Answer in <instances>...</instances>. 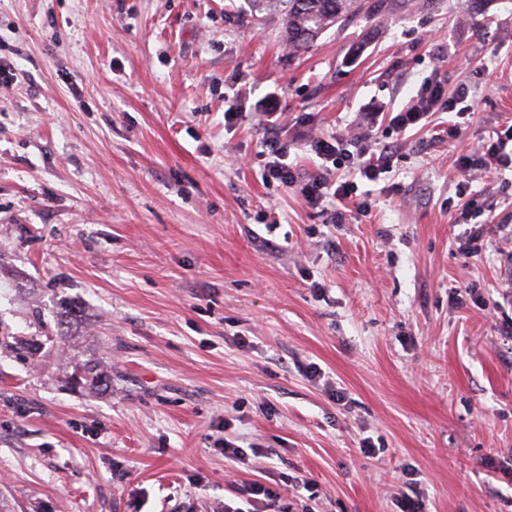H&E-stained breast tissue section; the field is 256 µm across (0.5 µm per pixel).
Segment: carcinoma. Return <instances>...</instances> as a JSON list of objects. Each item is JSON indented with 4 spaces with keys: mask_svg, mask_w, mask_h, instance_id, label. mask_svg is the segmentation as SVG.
Segmentation results:
<instances>
[{
    "mask_svg": "<svg viewBox=\"0 0 512 512\" xmlns=\"http://www.w3.org/2000/svg\"><path fill=\"white\" fill-rule=\"evenodd\" d=\"M261 10L282 16L285 43L299 52L313 46L322 33L350 17H370L388 10L390 0H249Z\"/></svg>",
    "mask_w": 512,
    "mask_h": 512,
    "instance_id": "cac0c4a2",
    "label": "carcinoma"
}]
</instances>
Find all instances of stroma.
Returning a JSON list of instances; mask_svg holds the SVG:
<instances>
[{
	"mask_svg": "<svg viewBox=\"0 0 512 512\" xmlns=\"http://www.w3.org/2000/svg\"><path fill=\"white\" fill-rule=\"evenodd\" d=\"M283 31L248 0H0V512H224L252 482L278 512L410 484L512 512V172L450 179L512 121V0H407L299 55ZM436 74L462 137H392ZM262 112L307 173L306 135L397 142L369 214L263 184Z\"/></svg>",
	"mask_w": 512,
	"mask_h": 512,
	"instance_id": "1",
	"label": "stroma"
}]
</instances>
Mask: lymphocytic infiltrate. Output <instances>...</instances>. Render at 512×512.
I'll use <instances>...</instances> for the list:
<instances>
[{"instance_id": "lymphocytic-infiltrate-1", "label": "lymphocytic infiltrate", "mask_w": 512, "mask_h": 512, "mask_svg": "<svg viewBox=\"0 0 512 512\" xmlns=\"http://www.w3.org/2000/svg\"><path fill=\"white\" fill-rule=\"evenodd\" d=\"M466 99L467 94L462 90L456 96H449L445 81L434 78L421 86L413 105L391 115L389 124L399 134L423 129L431 124L436 113L455 111ZM259 124L264 131L257 154L263 183H278L314 207L329 204L330 221L334 224L342 223L351 205L360 213H368L369 198L360 192L358 181L363 178L375 182L389 173L396 143L372 149L361 140L342 136L310 138V151L318 160L319 172L308 175L289 163L288 143L279 131L276 113H263ZM455 168L462 186L467 184L473 170L490 173L512 169V124L483 141L476 153L459 156Z\"/></svg>"}]
</instances>
